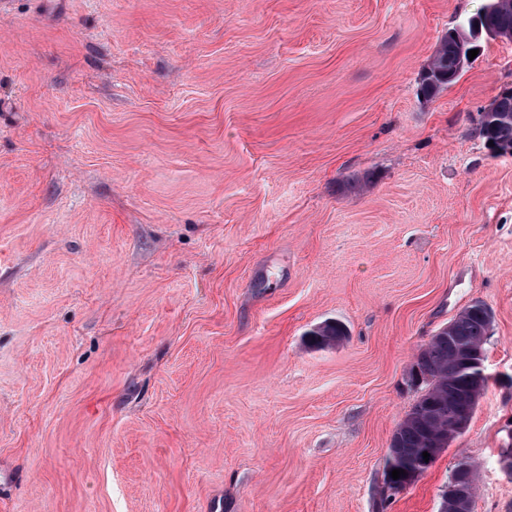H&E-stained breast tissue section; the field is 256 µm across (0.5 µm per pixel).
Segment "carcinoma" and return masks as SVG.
Masks as SVG:
<instances>
[{"label":"carcinoma","mask_w":512,"mask_h":512,"mask_svg":"<svg viewBox=\"0 0 512 512\" xmlns=\"http://www.w3.org/2000/svg\"><path fill=\"white\" fill-rule=\"evenodd\" d=\"M477 21L481 30L512 35V11L502 12L483 8ZM457 40L455 29L441 38L439 45L421 76L420 94L430 99L454 84L463 70L457 67ZM492 111L480 113L477 133L484 141H493L497 149H512V93H502L491 103ZM490 323L484 304L475 302L455 318L447 335L435 337L422 346L415 356L412 368L424 376L426 391L413 405L396 429L397 449L388 456L385 470H405V474L392 481L393 487L403 491L413 485L418 471L429 470L437 457L432 454L431 439L448 430V423L470 422L472 414L485 393L480 383L483 362L479 356L471 359L458 357L457 349L467 344L475 350L485 349ZM324 336L327 341L313 338L314 346L325 347L327 342L340 341L345 336L340 323L328 325ZM430 453L424 460L423 453Z\"/></svg>","instance_id":"1"}]
</instances>
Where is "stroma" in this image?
<instances>
[{"mask_svg":"<svg viewBox=\"0 0 512 512\" xmlns=\"http://www.w3.org/2000/svg\"><path fill=\"white\" fill-rule=\"evenodd\" d=\"M487 2L0 0V512H439L462 458L512 512V40L420 94ZM477 300L486 392L382 503ZM493 112H480L476 128L478 136L488 145L493 140L497 149H512V93L498 95L490 104Z\"/></svg>","mask_w":512,"mask_h":512,"instance_id":"obj_1","label":"stroma"}]
</instances>
